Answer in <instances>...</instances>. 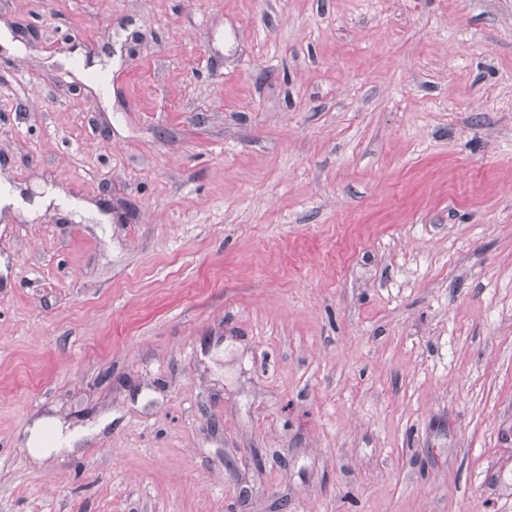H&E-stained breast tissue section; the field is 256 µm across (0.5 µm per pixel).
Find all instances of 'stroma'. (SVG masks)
I'll return each instance as SVG.
<instances>
[{
  "label": "stroma",
  "instance_id": "1",
  "mask_svg": "<svg viewBox=\"0 0 512 512\" xmlns=\"http://www.w3.org/2000/svg\"><path fill=\"white\" fill-rule=\"evenodd\" d=\"M0 512H512V0H0Z\"/></svg>",
  "mask_w": 512,
  "mask_h": 512
}]
</instances>
